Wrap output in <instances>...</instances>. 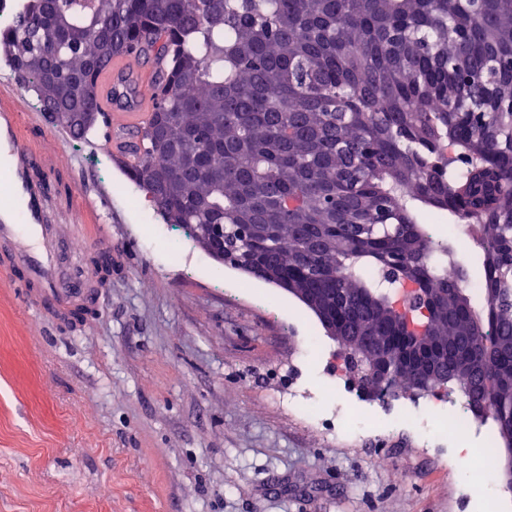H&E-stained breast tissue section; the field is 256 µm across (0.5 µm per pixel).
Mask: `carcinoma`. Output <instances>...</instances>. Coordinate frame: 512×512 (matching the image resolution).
Here are the masks:
<instances>
[{
	"label": "carcinoma",
	"instance_id": "cac0c4a2",
	"mask_svg": "<svg viewBox=\"0 0 512 512\" xmlns=\"http://www.w3.org/2000/svg\"><path fill=\"white\" fill-rule=\"evenodd\" d=\"M0 49L49 113L97 109L111 53L163 62L126 167L157 212L320 300L354 373L364 336L446 341L438 386L512 440V0H15ZM423 213L468 227L481 310Z\"/></svg>",
	"mask_w": 512,
	"mask_h": 512
}]
</instances>
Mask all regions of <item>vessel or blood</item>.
Listing matches in <instances>:
<instances>
[{
	"label": "vessel or blood",
	"instance_id": "obj_1",
	"mask_svg": "<svg viewBox=\"0 0 512 512\" xmlns=\"http://www.w3.org/2000/svg\"><path fill=\"white\" fill-rule=\"evenodd\" d=\"M95 94L101 112L109 116L107 150L126 155L130 134L147 124L158 102L151 67L132 54L114 58L97 75ZM38 122V115L29 113L20 88L1 84L0 157L5 164L0 167V192L10 202L0 205V271L12 275L42 313L66 321L96 307L102 289L95 274L69 277L61 270L60 258L69 252L71 241L49 234L45 187L32 177L34 171L51 168L58 161L29 134V127ZM73 211L75 229L104 256H111L103 198L75 191Z\"/></svg>",
	"mask_w": 512,
	"mask_h": 512
}]
</instances>
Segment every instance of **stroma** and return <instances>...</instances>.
Returning <instances> with one entry per match:
<instances>
[{
    "mask_svg": "<svg viewBox=\"0 0 512 512\" xmlns=\"http://www.w3.org/2000/svg\"><path fill=\"white\" fill-rule=\"evenodd\" d=\"M108 134L102 121L85 142L58 128L44 140L62 183L112 208L100 307L59 323L0 275V512H473L449 436L351 440L289 409L299 385L324 398L341 378L359 395L340 346L299 299L215 261L187 228L142 223L151 204ZM308 333L320 349L303 362Z\"/></svg>",
    "mask_w": 512,
    "mask_h": 512,
    "instance_id": "1",
    "label": "stroma"
}]
</instances>
